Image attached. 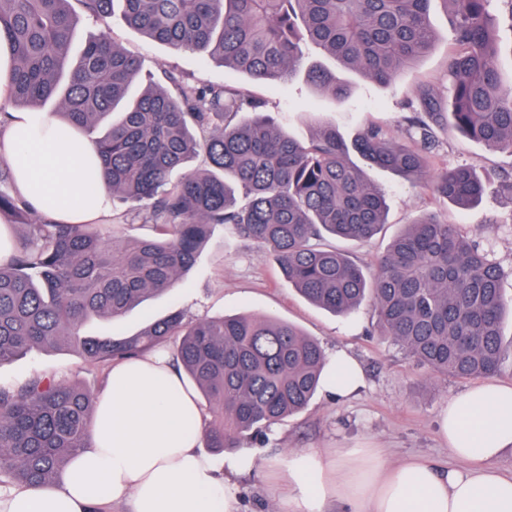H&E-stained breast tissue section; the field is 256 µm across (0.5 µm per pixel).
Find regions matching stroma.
<instances>
[{"instance_id":"1","label":"stroma","mask_w":512,"mask_h":512,"mask_svg":"<svg viewBox=\"0 0 512 512\" xmlns=\"http://www.w3.org/2000/svg\"><path fill=\"white\" fill-rule=\"evenodd\" d=\"M77 17L73 52H80L89 38L107 35L140 60L139 85L157 81L162 71L168 70L192 82L237 87L260 99L275 124L300 137L307 136L314 121L322 120L335 125L347 138L376 124L400 140L410 114V93L416 86L428 85L441 98L449 95L451 35L441 0H434L431 9L437 33L432 50L389 86L354 70H340L350 88L340 102L311 90L299 78L286 84L254 83L247 74L207 61L199 52L146 38L118 15L104 25L82 11ZM434 137L433 172L470 165L486 176L485 192L477 206L459 207L436 198L422 185L373 168L369 175L387 197L383 228L364 244L352 245L331 236L326 242L350 250L355 260L368 265L387 250L406 224L433 213L445 223L458 225L465 237L491 251L505 272L504 292L512 297V204L498 192L500 175L512 169V155L457 132L438 128ZM175 310L192 319L235 314L275 317L298 326L317 340L325 353L342 350L352 355L364 372L361 388L350 399L337 401L317 391L300 413L272 426L261 440L245 442L242 451L256 455L257 467L237 479L239 512H278L269 490L270 465L275 458L302 448H384L395 460L424 455L456 466V459L440 439L438 419L444 404L467 390L469 381L435 375L405 356L390 338L377 335L371 306L362 305L353 315L341 317L310 304L288 285L267 251L225 235L223 227L217 226L180 285L114 319L112 333L132 334L147 321ZM37 374L78 382L95 394L103 389L100 372L83 365L65 348L33 350L1 364L0 386L17 387Z\"/></svg>"}]
</instances>
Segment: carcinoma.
<instances>
[{
  "instance_id": "cac0c4a2",
  "label": "carcinoma",
  "mask_w": 512,
  "mask_h": 512,
  "mask_svg": "<svg viewBox=\"0 0 512 512\" xmlns=\"http://www.w3.org/2000/svg\"><path fill=\"white\" fill-rule=\"evenodd\" d=\"M72 0H0V41L9 45L8 102L37 109L52 100L60 132L74 125L100 153L84 172L90 200L105 182L112 197L139 205L147 239L118 240L109 224L25 225L14 254L0 263V364L32 348L72 349L82 363L167 349L212 410L208 447L240 448L305 408L327 363L321 345L274 317L192 320L180 310L128 336L112 322L154 293L176 287L216 225L267 249L296 292L348 316L367 302L380 335L432 372L477 379L501 370L512 341L503 319L512 299L493 256L454 224L421 216L396 236L373 271L325 235L365 243L385 223L386 194L353 161L419 182L427 177L445 126L512 155V82L499 68V33H512V0L450 4L451 102L429 88L414 92L408 141L368 126L351 141L316 126L306 142L274 125L260 103L226 85L191 84L165 71L137 97L141 64L105 36L90 38L70 62L76 24ZM102 24L120 12L148 38L199 51L260 83L302 77L341 100L347 88L314 47L341 65L389 85L431 49L433 0H77ZM205 153L210 169L170 179ZM432 193L476 205L484 183L470 166L441 173ZM35 213L0 169V215ZM93 394L54 375L0 387V475L38 488L56 481L87 447Z\"/></svg>"
}]
</instances>
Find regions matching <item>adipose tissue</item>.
<instances>
[{
	"label": "adipose tissue",
	"mask_w": 512,
	"mask_h": 512,
	"mask_svg": "<svg viewBox=\"0 0 512 512\" xmlns=\"http://www.w3.org/2000/svg\"><path fill=\"white\" fill-rule=\"evenodd\" d=\"M47 112H14L0 123V155L14 188L39 213L64 224L110 217L112 195L83 197V167L93 144L55 134ZM363 379L359 363L332 355L323 381L336 399ZM196 394L165 352L113 362L94 404L90 445L56 484L0 494V512H102L126 500L132 512H238L237 475L256 458L233 456L216 480L183 418L199 413ZM439 434L462 468L423 456L391 462L380 448H305L273 466L279 512H512V472L495 468L512 447V385L482 383L442 409Z\"/></svg>",
	"instance_id": "obj_1"
}]
</instances>
